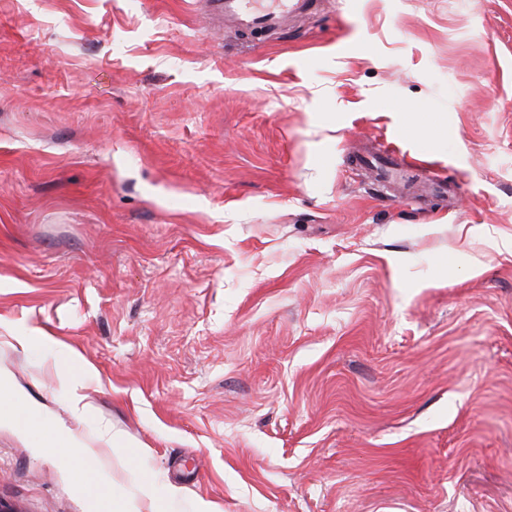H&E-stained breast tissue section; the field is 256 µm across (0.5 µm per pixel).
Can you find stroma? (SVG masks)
Listing matches in <instances>:
<instances>
[{"label":"stroma","instance_id":"stroma-1","mask_svg":"<svg viewBox=\"0 0 512 512\" xmlns=\"http://www.w3.org/2000/svg\"><path fill=\"white\" fill-rule=\"evenodd\" d=\"M394 133L452 207L369 199ZM28 336L21 349L15 336ZM0 503L111 512L67 389L209 512H512V0H0ZM204 3L213 18L233 24L244 34L277 31L288 19L307 14L315 6L312 0H206ZM86 447L82 441L80 434L77 429H71L62 427L60 428L59 436L56 441L48 448H52L54 454L58 455L59 458L68 462L75 458L71 453L70 448Z\"/></svg>","mask_w":512,"mask_h":512}]
</instances>
